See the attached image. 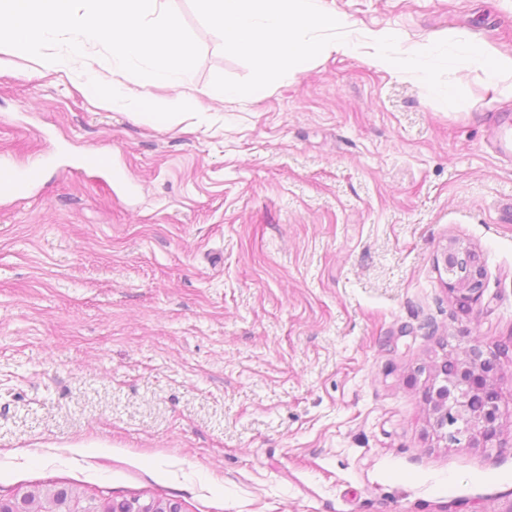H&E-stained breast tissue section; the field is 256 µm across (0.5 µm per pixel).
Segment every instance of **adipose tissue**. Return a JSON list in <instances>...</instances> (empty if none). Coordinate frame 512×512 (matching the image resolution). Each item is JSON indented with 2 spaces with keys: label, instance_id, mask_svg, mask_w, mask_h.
<instances>
[{
  "label": "adipose tissue",
  "instance_id": "obj_1",
  "mask_svg": "<svg viewBox=\"0 0 512 512\" xmlns=\"http://www.w3.org/2000/svg\"><path fill=\"white\" fill-rule=\"evenodd\" d=\"M201 14L224 38V49L249 56L257 85H265L270 59L283 58L291 71L311 59L354 45L346 39L349 21L327 0H197ZM465 66L482 70L490 83L512 78V53L481 39H471Z\"/></svg>",
  "mask_w": 512,
  "mask_h": 512
}]
</instances>
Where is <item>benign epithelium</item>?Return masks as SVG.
I'll use <instances>...</instances> for the list:
<instances>
[{
    "instance_id": "7a95c632",
    "label": "benign epithelium",
    "mask_w": 512,
    "mask_h": 512,
    "mask_svg": "<svg viewBox=\"0 0 512 512\" xmlns=\"http://www.w3.org/2000/svg\"><path fill=\"white\" fill-rule=\"evenodd\" d=\"M465 253L456 244L448 246L444 255L448 291L467 297L473 306L483 294V272L475 260L469 277L459 276L458 265ZM444 359L455 363L449 375L438 368L417 369L428 382L425 401L431 406L434 429L448 445L486 448L497 440L503 422L512 417L502 408L505 400L512 401V393L506 395L498 386L503 371L500 353L475 342L464 349L463 356L452 354Z\"/></svg>"
}]
</instances>
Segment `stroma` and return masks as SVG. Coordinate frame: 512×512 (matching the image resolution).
Wrapping results in <instances>:
<instances>
[{
  "mask_svg": "<svg viewBox=\"0 0 512 512\" xmlns=\"http://www.w3.org/2000/svg\"><path fill=\"white\" fill-rule=\"evenodd\" d=\"M175 98L220 83L200 125L136 121L63 71L0 64V498L75 486L180 512H512V422L495 448L440 441L417 367L470 340L512 364V51L497 0H328L359 49L255 89L196 0ZM432 39L373 67L367 36ZM439 69V85L424 76ZM484 269L461 312L443 254ZM464 64L482 70L494 85L503 78H512V53L503 52L481 39H470ZM43 179V170L41 165H34L26 168L18 177L12 173L1 175L0 195L10 197L19 195L25 187L38 184Z\"/></svg>",
  "mask_w": 512,
  "mask_h": 512,
  "instance_id": "stroma-1",
  "label": "stroma"
}]
</instances>
